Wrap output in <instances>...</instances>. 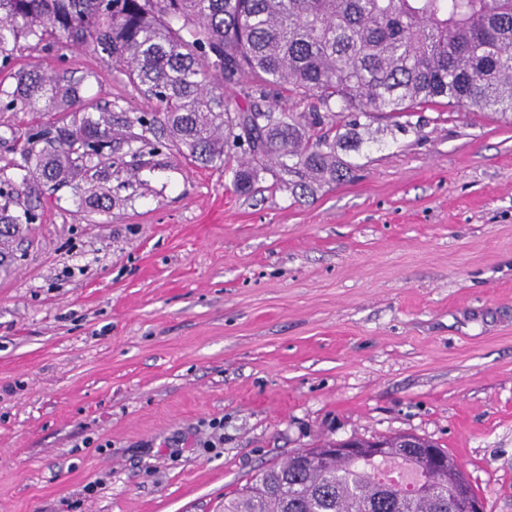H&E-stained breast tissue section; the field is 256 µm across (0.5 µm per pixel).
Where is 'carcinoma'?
<instances>
[{"mask_svg": "<svg viewBox=\"0 0 512 512\" xmlns=\"http://www.w3.org/2000/svg\"><path fill=\"white\" fill-rule=\"evenodd\" d=\"M87 46L119 66L156 101L144 131L159 129L180 156L224 164L233 148L248 161L233 185L253 190L265 173L292 194L353 177L345 159L359 150L379 112H410L439 100L512 120V0H0V112H25L51 92L60 113L28 132L20 182L0 176V223L34 224L26 201L41 181L69 183L89 166L112 164V124L81 95V81L50 82L12 70L24 49ZM253 91L288 90L312 112L247 108L224 94L240 78ZM25 201L22 212L10 207ZM387 460L427 477L412 494L376 479V463L337 457L322 466L295 452L257 474L224 512H463L448 495V474L464 479L448 450L430 440L406 448L387 438ZM445 468L426 472L428 450Z\"/></svg>", "mask_w": 512, "mask_h": 512, "instance_id": "carcinoma-1", "label": "carcinoma"}]
</instances>
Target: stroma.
Masks as SVG:
<instances>
[{
	"label": "stroma",
	"instance_id": "35a3bbf8",
	"mask_svg": "<svg viewBox=\"0 0 512 512\" xmlns=\"http://www.w3.org/2000/svg\"><path fill=\"white\" fill-rule=\"evenodd\" d=\"M109 106L112 166L0 235V512H224L323 440L412 433L512 512V124L377 116L355 180L295 196L146 146L106 58L15 69ZM57 112H0V166Z\"/></svg>",
	"mask_w": 512,
	"mask_h": 512
}]
</instances>
